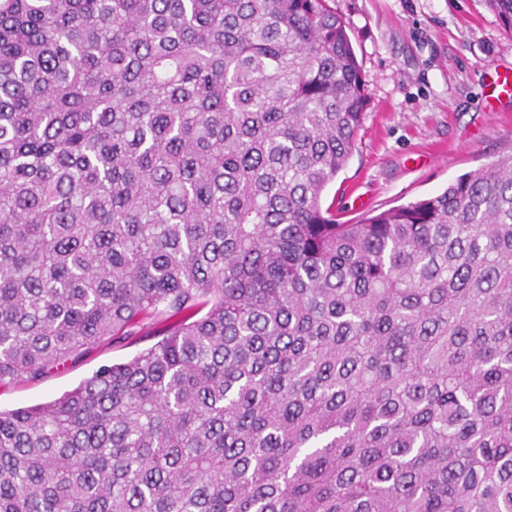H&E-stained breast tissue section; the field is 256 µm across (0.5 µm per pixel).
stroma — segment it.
Returning a JSON list of instances; mask_svg holds the SVG:
<instances>
[{"mask_svg": "<svg viewBox=\"0 0 512 512\" xmlns=\"http://www.w3.org/2000/svg\"><path fill=\"white\" fill-rule=\"evenodd\" d=\"M367 83L355 150L325 202L357 222L444 191L512 154V103L486 109L495 72L512 70V34L487 0H331ZM153 337L111 342L38 381L0 386V409L62 396L100 366L125 362Z\"/></svg>", "mask_w": 512, "mask_h": 512, "instance_id": "1", "label": "stroma"}]
</instances>
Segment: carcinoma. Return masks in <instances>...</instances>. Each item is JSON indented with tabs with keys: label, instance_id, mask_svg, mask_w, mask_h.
<instances>
[{
	"label": "carcinoma",
	"instance_id": "obj_1",
	"mask_svg": "<svg viewBox=\"0 0 512 512\" xmlns=\"http://www.w3.org/2000/svg\"><path fill=\"white\" fill-rule=\"evenodd\" d=\"M512 33V0H489ZM329 0H0V512H512V156L354 224ZM146 330L138 336L119 342H110L67 364L65 368L53 371L39 381L17 380L0 386V409L11 410L33 406L62 396L90 377L100 366L126 362L134 355L157 341L145 336Z\"/></svg>",
	"mask_w": 512,
	"mask_h": 512
}]
</instances>
